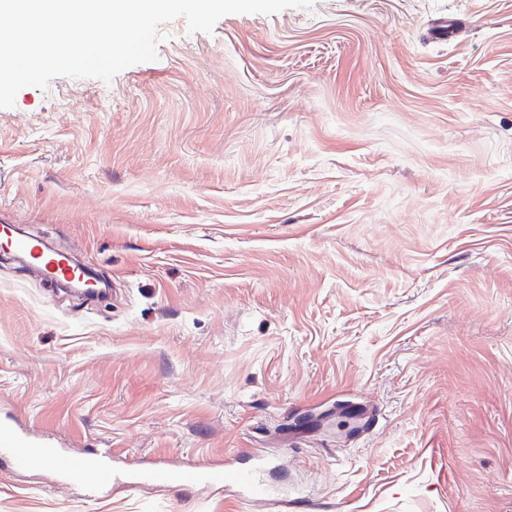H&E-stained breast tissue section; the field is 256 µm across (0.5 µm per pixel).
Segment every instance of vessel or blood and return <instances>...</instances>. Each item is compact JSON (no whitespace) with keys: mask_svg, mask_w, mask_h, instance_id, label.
<instances>
[{"mask_svg":"<svg viewBox=\"0 0 512 512\" xmlns=\"http://www.w3.org/2000/svg\"><path fill=\"white\" fill-rule=\"evenodd\" d=\"M0 244L33 258L44 259L38 240L17 235L14 225H0ZM44 261L42 274L51 285L84 274L81 266L66 261L60 254ZM0 455L9 456L18 471L32 469L39 461H46L61 477L79 476L83 488L90 493L112 488L115 483L109 456L93 457L73 448L38 447L8 426H0ZM140 479L157 486L167 485L175 479L197 487L236 486L242 489L246 501L255 504L263 503L267 497L265 486L256 479L253 471L219 465H186L175 470L159 465L144 470Z\"/></svg>","mask_w":512,"mask_h":512,"instance_id":"1","label":"vessel or blood"}]
</instances>
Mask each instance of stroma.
<instances>
[{"instance_id":"stroma-1","label":"stroma","mask_w":512,"mask_h":512,"mask_svg":"<svg viewBox=\"0 0 512 512\" xmlns=\"http://www.w3.org/2000/svg\"><path fill=\"white\" fill-rule=\"evenodd\" d=\"M110 82L0 109V425L110 449L87 495L0 456V512H512V0L185 19ZM272 489L131 485L233 458ZM0 241H2L3 247L8 246L18 253L29 254L34 259L43 257L40 242L37 239L17 235L16 227L13 224L0 225ZM65 256L64 254H54L50 260L45 262V269L41 270L45 278L44 281L50 287H53L60 281L82 277L86 272L81 266L66 261L64 259Z\"/></svg>"}]
</instances>
